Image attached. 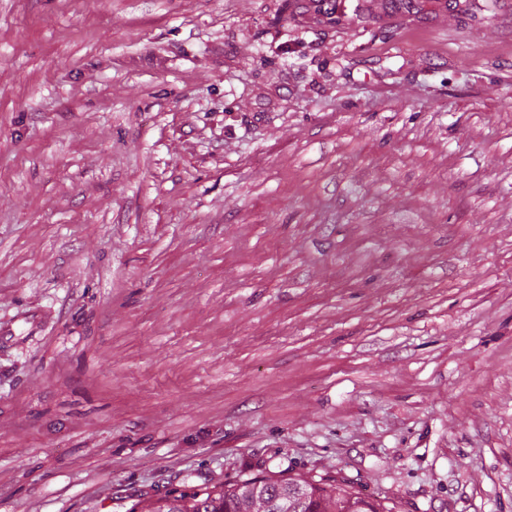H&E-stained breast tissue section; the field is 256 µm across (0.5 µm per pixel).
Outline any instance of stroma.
I'll return each mask as SVG.
<instances>
[{"mask_svg": "<svg viewBox=\"0 0 512 512\" xmlns=\"http://www.w3.org/2000/svg\"><path fill=\"white\" fill-rule=\"evenodd\" d=\"M332 7L0 0V512H512V0ZM287 507V509H286ZM147 512H393L344 484L252 477L205 490L174 489L146 506Z\"/></svg>", "mask_w": 512, "mask_h": 512, "instance_id": "obj_1", "label": "stroma"}]
</instances>
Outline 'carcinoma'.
Masks as SVG:
<instances>
[{
  "label": "carcinoma",
  "instance_id": "obj_1",
  "mask_svg": "<svg viewBox=\"0 0 512 512\" xmlns=\"http://www.w3.org/2000/svg\"><path fill=\"white\" fill-rule=\"evenodd\" d=\"M147 512H394L344 484L252 477L205 490L174 489L146 506Z\"/></svg>",
  "mask_w": 512,
  "mask_h": 512
}]
</instances>
